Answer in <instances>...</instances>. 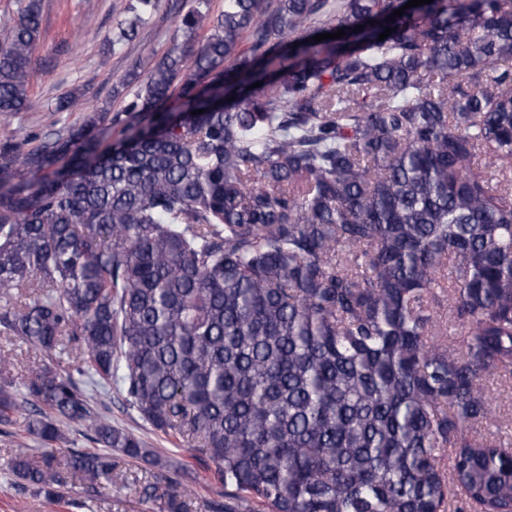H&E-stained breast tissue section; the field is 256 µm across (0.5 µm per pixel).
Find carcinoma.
<instances>
[{
	"instance_id": "cac0c4a2",
	"label": "carcinoma",
	"mask_w": 512,
	"mask_h": 512,
	"mask_svg": "<svg viewBox=\"0 0 512 512\" xmlns=\"http://www.w3.org/2000/svg\"><path fill=\"white\" fill-rule=\"evenodd\" d=\"M407 2L224 0L201 39L190 0L120 111L31 148L0 132V335L75 356L0 387V431L48 445L12 460L34 493L99 492L116 451L157 470L141 498L188 512L180 468L78 375L193 451L213 512H512L508 433L480 432L485 382L512 380V0L387 22ZM158 3L128 0L107 42ZM42 22L18 0L5 117L29 107ZM66 421L96 447L53 448Z\"/></svg>"
}]
</instances>
